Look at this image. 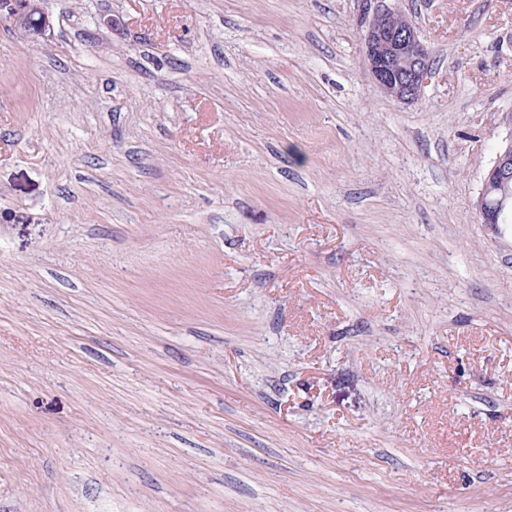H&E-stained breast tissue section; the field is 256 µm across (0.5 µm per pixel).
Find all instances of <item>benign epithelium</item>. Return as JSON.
<instances>
[{
  "label": "benign epithelium",
  "mask_w": 512,
  "mask_h": 512,
  "mask_svg": "<svg viewBox=\"0 0 512 512\" xmlns=\"http://www.w3.org/2000/svg\"><path fill=\"white\" fill-rule=\"evenodd\" d=\"M40 0H16L12 24L39 35L49 26ZM368 19L363 35L364 61L381 91L402 103H412L421 94L432 71L430 48L407 19L393 22L396 11L384 0H362ZM509 133L498 144L487 168L475 209L482 224H506L512 219V114L506 115Z\"/></svg>",
  "instance_id": "obj_1"
}]
</instances>
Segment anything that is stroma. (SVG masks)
Segmentation results:
<instances>
[{
  "label": "stroma",
  "mask_w": 512,
  "mask_h": 512,
  "mask_svg": "<svg viewBox=\"0 0 512 512\" xmlns=\"http://www.w3.org/2000/svg\"><path fill=\"white\" fill-rule=\"evenodd\" d=\"M0 0V512H512V0ZM39 2L40 0H16V8L11 19L14 27L29 30L34 35L42 34L49 26V19ZM38 15L40 18H37ZM364 61L381 91L402 103L418 100L432 71L430 48L406 18L394 23L396 11L384 0H362ZM509 133L498 144L476 200L479 222L507 224L512 218V114L507 113Z\"/></svg>",
  "instance_id": "35a3bbf8"
}]
</instances>
